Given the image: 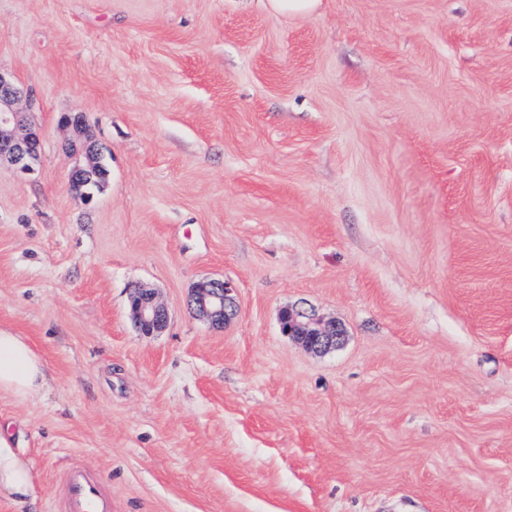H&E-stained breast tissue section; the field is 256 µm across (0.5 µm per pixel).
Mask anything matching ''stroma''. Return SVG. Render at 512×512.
Masks as SVG:
<instances>
[{
    "label": "stroma",
    "instance_id": "obj_1",
    "mask_svg": "<svg viewBox=\"0 0 512 512\" xmlns=\"http://www.w3.org/2000/svg\"><path fill=\"white\" fill-rule=\"evenodd\" d=\"M0 70L42 132L0 167V328L47 368L0 393L33 476L0 512H55L73 466L112 512H512V0H0ZM272 11L283 15H311L317 11L321 0H268ZM62 125L70 128L75 135L76 139L81 142L82 150L84 151L87 160L96 156L99 168L103 167V161L106 159L101 153L95 143L93 136L88 133L87 121L81 113H70L60 117ZM92 167L91 164H78L72 167L68 172V181L70 188L83 199L86 195L85 187L92 182ZM99 189L98 183H92L88 186V191L94 194ZM193 312L212 325L223 326L237 315V304L232 286L224 280H210L200 284L191 298ZM130 295L132 317L139 332L144 336H154L166 329L169 315L155 292L134 286ZM281 327L286 336L296 339L314 352H327L338 347L345 336L336 320L317 318L307 308H287L281 313Z\"/></svg>",
    "mask_w": 512,
    "mask_h": 512
}]
</instances>
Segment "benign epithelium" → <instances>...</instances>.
I'll return each instance as SVG.
<instances>
[{"mask_svg": "<svg viewBox=\"0 0 512 512\" xmlns=\"http://www.w3.org/2000/svg\"><path fill=\"white\" fill-rule=\"evenodd\" d=\"M26 97V91L9 75L0 71V166L6 165L18 175L34 171L39 159L42 140L40 129L26 123L24 113L15 104ZM62 125L70 128L81 142L86 158L96 157L103 166L101 154L88 133L87 121L81 113L60 117ZM70 188L79 197L86 195L85 187L92 182L91 164H78L68 172ZM132 317L139 332L154 336L166 329L169 315L155 292L139 286L130 295ZM193 312L216 326H222L237 315V304L232 286L224 280H210L200 284L191 298ZM281 327L285 335L296 339L314 352H327L338 347L345 336L343 328L334 320L325 321L307 308H287L281 313Z\"/></svg>", "mask_w": 512, "mask_h": 512, "instance_id": "benign-epithelium-1", "label": "benign epithelium"}]
</instances>
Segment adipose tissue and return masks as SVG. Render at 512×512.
Here are the masks:
<instances>
[{"instance_id":"adipose-tissue-1","label":"adipose tissue","mask_w":512,"mask_h":512,"mask_svg":"<svg viewBox=\"0 0 512 512\" xmlns=\"http://www.w3.org/2000/svg\"><path fill=\"white\" fill-rule=\"evenodd\" d=\"M46 364L23 338L0 330V392L21 398L36 395L45 384ZM9 430L0 428V494L22 502L32 494L28 462L12 446Z\"/></svg>"}]
</instances>
